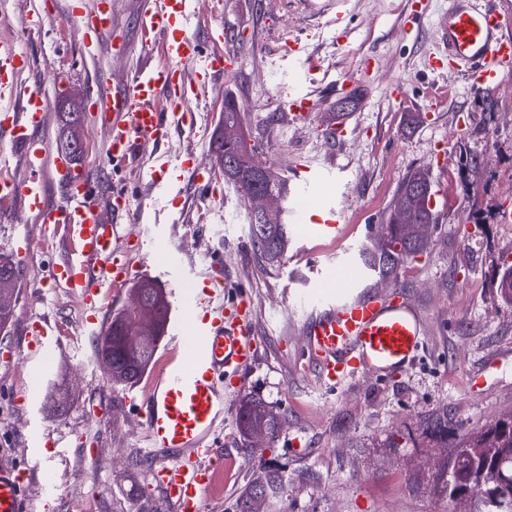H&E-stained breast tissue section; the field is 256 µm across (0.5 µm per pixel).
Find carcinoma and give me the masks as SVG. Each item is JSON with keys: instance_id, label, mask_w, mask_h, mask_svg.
Segmentation results:
<instances>
[{"instance_id": "obj_1", "label": "carcinoma", "mask_w": 512, "mask_h": 512, "mask_svg": "<svg viewBox=\"0 0 512 512\" xmlns=\"http://www.w3.org/2000/svg\"><path fill=\"white\" fill-rule=\"evenodd\" d=\"M84 110L82 97L70 96L60 105L62 127L72 122V116ZM211 150L221 151L228 161L235 162V168L226 181L240 192L252 189L247 175L251 173L257 159L256 148L240 144L226 145L220 135L214 134ZM279 210L276 224L248 223L250 240L253 246L274 263L288 250V225L284 219L285 204L288 200V179L280 175L263 183ZM428 172L416 170L401 182L394 201L405 207L407 215L390 210L387 223L381 225L380 232L369 240V244L359 249L364 267L381 278H394L405 262L426 250L428 242L414 232L417 224H435L437 215L427 206L425 195L431 192ZM497 288L502 298L512 302V266L501 267L497 272ZM170 305L158 302V312L162 323L160 333L150 334L140 353L142 370H128L122 385L142 378L154 359L159 343L165 336ZM240 436L248 439L256 430L265 431L273 438L280 428V416L260 399H244L236 413ZM427 431L435 440L448 444V424L436 416L427 420ZM488 482L492 491L485 497L466 501L461 512H512V419L499 420L479 431L464 434L455 445L450 460L439 468L434 476V488L441 495L448 491V484L465 488L470 484ZM282 483V475L277 470L263 469L262 476L249 483L242 491L237 503L238 512H250L253 497H266L274 493Z\"/></svg>"}]
</instances>
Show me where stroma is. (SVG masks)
<instances>
[{
	"mask_svg": "<svg viewBox=\"0 0 512 512\" xmlns=\"http://www.w3.org/2000/svg\"><path fill=\"white\" fill-rule=\"evenodd\" d=\"M69 2L0 0V36H11L32 57L17 81L40 84L49 103L39 136L51 148L60 133L59 90L87 89L103 71L113 85L125 84L144 59L136 26L141 0H112L116 26L101 36L90 57L66 27ZM302 2L189 0L196 38L205 39L216 21L237 31L238 64L225 87L194 101V128L146 160L172 166L193 154L200 168L213 173L215 198L204 223L186 224L180 211L184 186L155 192L142 223L121 227L132 241L131 277H147L145 263L163 230L198 271L221 265L253 299L259 354L228 398L215 438L235 464L221 491L206 499L204 512H236L262 460L282 474L283 486L262 501L261 512H441L444 503L432 477L451 451L428 437V415H447L450 443L512 415V305L502 301L495 279L503 258H512V224L500 221L502 210L512 208V71L478 96L461 76L428 69L434 24L448 0H429L421 17L410 15L407 0H347L338 26L310 15ZM35 15L42 16L41 27L31 26ZM119 38L128 42V53H113L112 42ZM287 38L314 51L331 79L363 90L356 111L345 117L355 129L350 138L332 136V107L340 94L329 87H322L323 105L310 121L275 112L272 100L289 70L280 57ZM364 58L374 62L366 77L358 68ZM398 85L405 89L399 101L391 96ZM228 93L247 109L252 140L281 174L297 162L334 168L335 181L316 187L314 199L301 206L314 214L323 202L338 201L349 217L344 238L311 242L308 224H292L281 263L270 264L256 251L247 224L249 202L225 183L211 156ZM409 112L425 117L413 130L404 125ZM84 136L89 150L78 165L97 170L98 192L107 196L130 172L106 163L104 133L92 117L84 119ZM463 148L484 164L459 175ZM419 168L428 171L437 199L439 224L429 249L406 263L397 279L372 274L367 283L386 295L400 289L412 302L425 321L424 347L399 372H364L340 386L322 384L300 358L308 313L293 299L321 287L345 255H358L371 226L383 223L403 177ZM23 235L35 246L18 261L15 316L0 333V467L28 473L31 512H82L89 499L94 512H154L162 495L149 479L150 461L140 454L143 419L126 403V388L104 375L80 298L45 282L63 250L34 217L0 209V253ZM32 313L49 315L60 326L62 356L50 380L67 393L60 408L46 392L36 403H16L28 376L20 354L23 325ZM245 396L271 403L283 417L280 432L264 443L259 457L236 427ZM32 423L54 443L48 460L30 456L23 442Z\"/></svg>",
	"mask_w": 512,
	"mask_h": 512,
	"instance_id": "35a3bbf8",
	"label": "stroma"
}]
</instances>
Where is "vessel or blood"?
<instances>
[{
	"label": "vessel or blood",
	"mask_w": 512,
	"mask_h": 512,
	"mask_svg": "<svg viewBox=\"0 0 512 512\" xmlns=\"http://www.w3.org/2000/svg\"><path fill=\"white\" fill-rule=\"evenodd\" d=\"M187 0H144L137 18L142 42L150 57L132 80L112 94L93 93L92 110L105 131V158L124 165L137 147L161 146L173 130L193 125L189 104L205 89L223 82L236 55L225 48L224 28L210 26L208 42L189 32ZM69 19L81 40L89 30L109 29L113 16L106 0H78ZM431 70L464 75L470 89L481 90L512 70V27L493 0H448L443 25L434 36ZM29 65L27 53L10 38L0 37V142L18 144L29 172L19 181L0 174V204L18 203L35 214L45 229L63 230L68 257L56 263L48 279L78 296L93 328L105 330V315L128 280L127 243L118 227L142 223L146 198L170 181L194 187L188 206L200 209L212 177L203 174L192 157L176 169H135L138 189L117 188L107 204H99L93 170L71 168L51 158L38 133L45 123L47 100L39 85L19 88L15 75ZM276 103L291 119H306L322 102L301 82L280 88ZM53 168L66 191V200L50 204L42 174ZM302 189L329 181L330 171L298 164L290 169ZM348 222L344 209L326 206L323 218L312 225L313 236L339 239ZM150 263L157 267L176 294L179 310L170 332V348L144 386L131 398L145 421V437L153 464L152 483L160 489L171 512H202L203 502L216 487L228 459L215 445L224 424L226 390L238 374L258 357L252 327L253 307L240 288L228 279L205 277L202 288L188 287L193 275L188 258L171 247L166 237L155 241ZM360 272L346 266L336 285L308 299L310 320L305 327V361L331 385L372 371L388 374L415 361L425 339L424 321L401 292L384 295L358 288ZM57 329L43 315H30L24 324L29 366L24 397L37 396L47 368L56 363L60 345ZM20 469L0 470V512H25Z\"/></svg>",
	"instance_id": "obj_1"
}]
</instances>
